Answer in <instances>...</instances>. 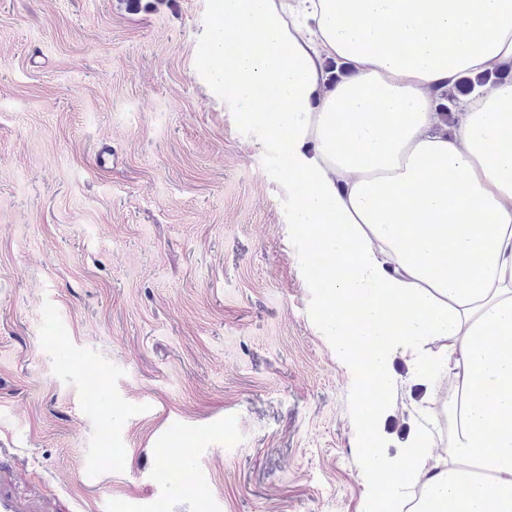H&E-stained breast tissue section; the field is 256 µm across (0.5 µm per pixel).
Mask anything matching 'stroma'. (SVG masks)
<instances>
[{
	"instance_id": "stroma-1",
	"label": "stroma",
	"mask_w": 512,
	"mask_h": 512,
	"mask_svg": "<svg viewBox=\"0 0 512 512\" xmlns=\"http://www.w3.org/2000/svg\"><path fill=\"white\" fill-rule=\"evenodd\" d=\"M214 5L0 0V448L54 512H359L366 449L438 426L397 355L359 431Z\"/></svg>"
}]
</instances>
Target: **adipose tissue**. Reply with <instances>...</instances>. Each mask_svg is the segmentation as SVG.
Returning <instances> with one entry per match:
<instances>
[{
	"mask_svg": "<svg viewBox=\"0 0 512 512\" xmlns=\"http://www.w3.org/2000/svg\"><path fill=\"white\" fill-rule=\"evenodd\" d=\"M203 56L299 191L322 326L380 392L358 424L382 414L394 355L455 385L447 458L368 450L365 512H512V82L452 123L437 112L463 77L512 64V0H221ZM329 59L347 70L333 84Z\"/></svg>",
	"mask_w": 512,
	"mask_h": 512,
	"instance_id": "obj_1",
	"label": "adipose tissue"
}]
</instances>
